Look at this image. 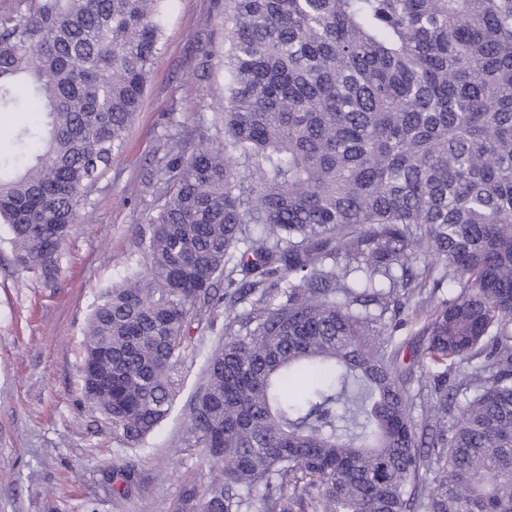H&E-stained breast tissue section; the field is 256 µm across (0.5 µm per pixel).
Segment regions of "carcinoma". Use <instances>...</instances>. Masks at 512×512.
Segmentation results:
<instances>
[{
  "instance_id": "1",
  "label": "carcinoma",
  "mask_w": 512,
  "mask_h": 512,
  "mask_svg": "<svg viewBox=\"0 0 512 512\" xmlns=\"http://www.w3.org/2000/svg\"><path fill=\"white\" fill-rule=\"evenodd\" d=\"M165 7L0 11V112L27 117L0 224L22 268L54 275L123 152ZM220 62V141L168 148L143 270L88 320L85 398L138 444L222 308L185 437L215 475L175 512H512V0H224ZM399 288L425 355L467 367L434 377L419 423L376 327Z\"/></svg>"
}]
</instances>
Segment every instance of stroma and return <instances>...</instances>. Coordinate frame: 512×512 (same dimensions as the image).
Wrapping results in <instances>:
<instances>
[{
    "instance_id": "obj_1",
    "label": "stroma",
    "mask_w": 512,
    "mask_h": 512,
    "mask_svg": "<svg viewBox=\"0 0 512 512\" xmlns=\"http://www.w3.org/2000/svg\"><path fill=\"white\" fill-rule=\"evenodd\" d=\"M224 42V0H170L162 48L123 154L89 196L61 244L57 273L22 269L0 224V512H174L186 475L210 478L202 449L183 444L191 399L223 324L196 331V351L178 371L179 392L160 426L120 448L112 423L82 393L83 341L100 293L137 272L136 226L158 204L146 190L171 144L189 149L213 139L224 74L206 67V50ZM406 303L385 316L402 356L427 338ZM130 465L133 495L112 493L114 468Z\"/></svg>"
}]
</instances>
